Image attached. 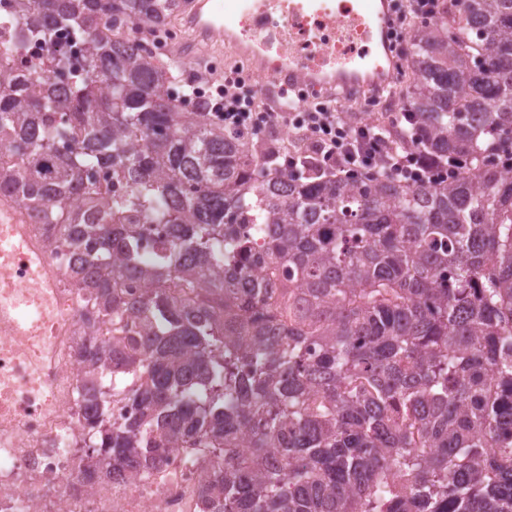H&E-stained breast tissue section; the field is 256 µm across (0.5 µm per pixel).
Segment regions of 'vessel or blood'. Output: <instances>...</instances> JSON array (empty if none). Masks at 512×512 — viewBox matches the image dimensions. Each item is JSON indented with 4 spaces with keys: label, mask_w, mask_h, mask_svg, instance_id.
Returning <instances> with one entry per match:
<instances>
[{
    "label": "vessel or blood",
    "mask_w": 512,
    "mask_h": 512,
    "mask_svg": "<svg viewBox=\"0 0 512 512\" xmlns=\"http://www.w3.org/2000/svg\"><path fill=\"white\" fill-rule=\"evenodd\" d=\"M383 3L348 0L340 11L334 0H194L185 23L195 40L227 37L229 44L253 52L254 63L272 51L281 55L267 87L282 95L278 109L287 112L293 102L285 93L302 77L340 88L351 99L393 82Z\"/></svg>",
    "instance_id": "1"
}]
</instances>
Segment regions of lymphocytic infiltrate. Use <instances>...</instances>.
<instances>
[{
  "mask_svg": "<svg viewBox=\"0 0 512 512\" xmlns=\"http://www.w3.org/2000/svg\"><path fill=\"white\" fill-rule=\"evenodd\" d=\"M232 79L219 89L220 100L213 111L225 129L248 134L264 129L288 127L294 136L292 153L310 158L318 171L338 178L353 173L369 176L391 175L410 182L433 181L447 177L446 169L435 161L412 152H397L390 146L383 127L368 121L346 123L340 113L324 104L303 112H246L249 92L232 91Z\"/></svg>",
  "mask_w": 512,
  "mask_h": 512,
  "instance_id": "lymphocytic-infiltrate-1",
  "label": "lymphocytic infiltrate"
}]
</instances>
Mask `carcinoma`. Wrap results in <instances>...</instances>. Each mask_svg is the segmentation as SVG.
I'll list each match as a JSON object with an SVG mask.
<instances>
[{
	"label": "carcinoma",
	"instance_id": "1",
	"mask_svg": "<svg viewBox=\"0 0 512 512\" xmlns=\"http://www.w3.org/2000/svg\"><path fill=\"white\" fill-rule=\"evenodd\" d=\"M180 6L0 14V195L82 250L75 285L116 325L79 351L85 447L123 480L167 443L199 449L207 512H512V0H435L406 48L408 105L380 121L393 149L477 185L291 168L187 108L180 61L123 33ZM36 39L29 79L15 64ZM125 399L136 416L111 419Z\"/></svg>",
	"mask_w": 512,
	"mask_h": 512
}]
</instances>
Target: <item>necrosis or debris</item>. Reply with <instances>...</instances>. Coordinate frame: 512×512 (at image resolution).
Wrapping results in <instances>:
<instances>
[{
  "label": "necrosis or debris",
  "instance_id": "obj_1",
  "mask_svg": "<svg viewBox=\"0 0 512 512\" xmlns=\"http://www.w3.org/2000/svg\"><path fill=\"white\" fill-rule=\"evenodd\" d=\"M27 231L37 268L0 251V298L20 299L27 316L21 335L0 328V512H206L200 499L204 465L177 444L165 462L136 481L85 478L101 469L100 454L83 446L85 408L77 400L84 375L80 343L112 336V323L87 326L85 300L71 284V256L47 224L33 223L20 195L0 196ZM53 285L41 287L44 271Z\"/></svg>",
  "mask_w": 512,
  "mask_h": 512
}]
</instances>
